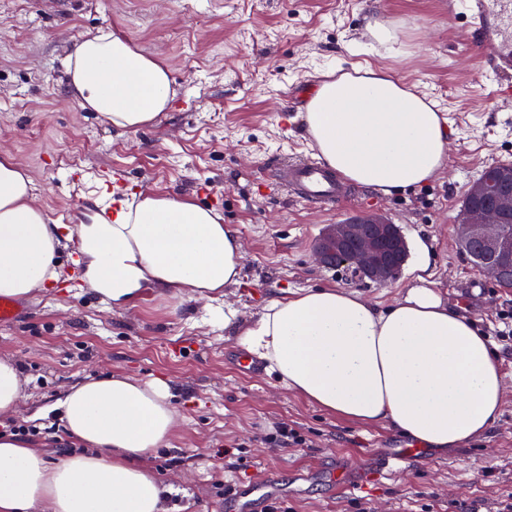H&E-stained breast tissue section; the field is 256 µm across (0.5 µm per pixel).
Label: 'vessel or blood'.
Here are the masks:
<instances>
[{
    "label": "vessel or blood",
    "instance_id": "obj_1",
    "mask_svg": "<svg viewBox=\"0 0 512 512\" xmlns=\"http://www.w3.org/2000/svg\"><path fill=\"white\" fill-rule=\"evenodd\" d=\"M449 14H462L476 37L480 60L484 70L497 77H512V0H448ZM277 183L291 197L316 208L335 207L343 196L344 188L334 171L316 159H284L277 167ZM27 315L19 300L0 297V325L12 326ZM415 451L403 446L390 449L380 460L366 459L359 468L337 471L330 480L327 493L340 496L354 490L367 469L380 467L393 470L407 462Z\"/></svg>",
    "mask_w": 512,
    "mask_h": 512
}]
</instances>
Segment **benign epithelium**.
Here are the masks:
<instances>
[{
    "label": "benign epithelium",
    "mask_w": 512,
    "mask_h": 512,
    "mask_svg": "<svg viewBox=\"0 0 512 512\" xmlns=\"http://www.w3.org/2000/svg\"><path fill=\"white\" fill-rule=\"evenodd\" d=\"M469 195L480 199L481 204L462 211L458 239L466 247L489 256L481 270L499 284L512 271V225L502 223L512 214V175L486 177L470 188ZM346 249L352 274L360 281L370 279L378 284L397 277L406 253L397 225L381 215L328 225L316 256L320 264L327 266Z\"/></svg>",
    "instance_id": "obj_1"
}]
</instances>
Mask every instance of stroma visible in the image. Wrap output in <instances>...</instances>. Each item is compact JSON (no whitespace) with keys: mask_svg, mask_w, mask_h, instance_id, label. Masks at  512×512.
I'll use <instances>...</instances> for the list:
<instances>
[{"mask_svg":"<svg viewBox=\"0 0 512 512\" xmlns=\"http://www.w3.org/2000/svg\"><path fill=\"white\" fill-rule=\"evenodd\" d=\"M445 0H0V152L32 179V201L51 223L74 194L80 224L99 221L103 177L121 174L129 193L207 201L244 240L241 283L213 300L146 292L112 309L66 282L25 296L23 322L0 327V358L24 378L17 423L37 428L29 444L48 458L67 445L51 435L50 407L86 377L123 374L165 381L178 425L149 460L168 512H265L253 486L278 474L275 500L290 512H498L512 498V341L494 342L504 396L488 436L459 448L424 449L392 475L335 499L323 477L399 439L383 425L357 424L319 409L270 374L242 372L235 325L256 319L284 292L322 285L356 291L379 306L415 281L421 257L437 288L483 330L512 308V288L492 283L455 237L459 204L486 167L512 162V99L480 68L463 18ZM397 30L393 57L370 34L372 15ZM115 33L161 60L175 92L152 124L120 129L81 109L64 62L76 40ZM390 74L436 103L449 148L439 177L384 195L351 184L323 211L273 189L281 159L316 154L302 114L330 66ZM386 216L406 235L409 259L385 285L351 282L319 265L325 225L349 216ZM302 444L284 446L277 427Z\"/></svg>","mask_w":512,"mask_h":512,"instance_id":"obj_1","label":"stroma"}]
</instances>
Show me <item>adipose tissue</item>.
Returning <instances> with one entry per match:
<instances>
[{"mask_svg": "<svg viewBox=\"0 0 512 512\" xmlns=\"http://www.w3.org/2000/svg\"><path fill=\"white\" fill-rule=\"evenodd\" d=\"M65 67L79 107L115 127L140 128L170 106L166 67L114 33L79 38ZM304 119L325 164L360 187L390 194L443 169L448 130L435 103L392 76L330 69ZM31 185L0 153L1 296L23 297L60 278L53 258L61 227L32 205ZM77 233L83 278L114 309L148 287L193 297L239 282V229L182 197L115 200L111 222ZM237 342L321 409L433 448L485 437L503 403L500 357L424 277L384 308L336 286L283 296L242 326ZM170 397L157 380L85 379L55 406L63 436L83 452L55 461L0 435V512H167L145 460L175 429Z\"/></svg>", "mask_w": 512, "mask_h": 512, "instance_id": "ef3b65f1", "label": "adipose tissue"}]
</instances>
